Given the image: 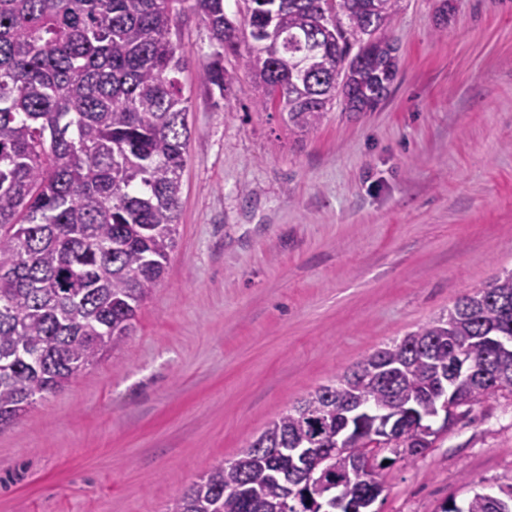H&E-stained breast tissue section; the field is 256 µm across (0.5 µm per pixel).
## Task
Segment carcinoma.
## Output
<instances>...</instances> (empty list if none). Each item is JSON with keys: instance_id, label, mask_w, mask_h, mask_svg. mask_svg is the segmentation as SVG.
<instances>
[{"instance_id": "cac0c4a2", "label": "carcinoma", "mask_w": 512, "mask_h": 512, "mask_svg": "<svg viewBox=\"0 0 512 512\" xmlns=\"http://www.w3.org/2000/svg\"><path fill=\"white\" fill-rule=\"evenodd\" d=\"M0 0V428L65 389L130 335L176 245L191 136L183 59L171 29L192 9L216 41L201 80L224 94L241 55L303 135L341 96L352 112L387 97L399 70L390 28L400 0ZM512 270L447 313L375 350L283 411L231 462L208 467L169 512H325L323 500L369 488L341 474L379 472L384 451L415 456L438 434L378 441L363 427L356 458L336 455V412L360 402L427 417L445 384L448 424L461 406L512 392ZM468 368L452 373L455 351ZM331 457L309 476L288 451ZM441 512H512V485Z\"/></svg>"}]
</instances>
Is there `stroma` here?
<instances>
[{
    "mask_svg": "<svg viewBox=\"0 0 512 512\" xmlns=\"http://www.w3.org/2000/svg\"><path fill=\"white\" fill-rule=\"evenodd\" d=\"M367 112L291 131L243 59L210 91L185 10L177 247L119 348L0 429V512H168L288 406L512 269V0H400ZM375 512L512 484V394L382 469Z\"/></svg>",
    "mask_w": 512,
    "mask_h": 512,
    "instance_id": "stroma-1",
    "label": "stroma"
}]
</instances>
